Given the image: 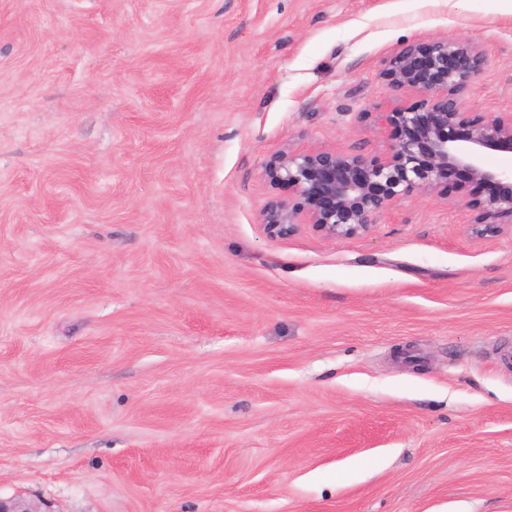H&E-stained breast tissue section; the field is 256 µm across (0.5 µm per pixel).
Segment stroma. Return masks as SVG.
<instances>
[{"instance_id":"obj_1","label":"stroma","mask_w":512,"mask_h":512,"mask_svg":"<svg viewBox=\"0 0 512 512\" xmlns=\"http://www.w3.org/2000/svg\"><path fill=\"white\" fill-rule=\"evenodd\" d=\"M512 112L502 0H0V496L53 512H512V226L481 184L267 235L289 147L384 158L436 38Z\"/></svg>"}]
</instances>
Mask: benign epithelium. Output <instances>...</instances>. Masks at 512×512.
Wrapping results in <instances>:
<instances>
[{
  "label": "benign epithelium",
  "mask_w": 512,
  "mask_h": 512,
  "mask_svg": "<svg viewBox=\"0 0 512 512\" xmlns=\"http://www.w3.org/2000/svg\"><path fill=\"white\" fill-rule=\"evenodd\" d=\"M484 65L479 46L465 39L437 38L395 50L386 63V80L392 87H413L429 95L428 111L400 109L382 116L398 127L400 138L380 160L323 149L273 155L263 164L262 175L288 185L292 196L273 200L262 210L267 234L287 235L303 224L328 239L366 234L394 202L416 190L436 189L453 168L497 187L481 202L476 232H484L487 217L512 224V172L483 163L490 149L512 150V112L473 115L462 110L459 100ZM0 512L52 510L0 497Z\"/></svg>",
  "instance_id": "7a95c632"
}]
</instances>
